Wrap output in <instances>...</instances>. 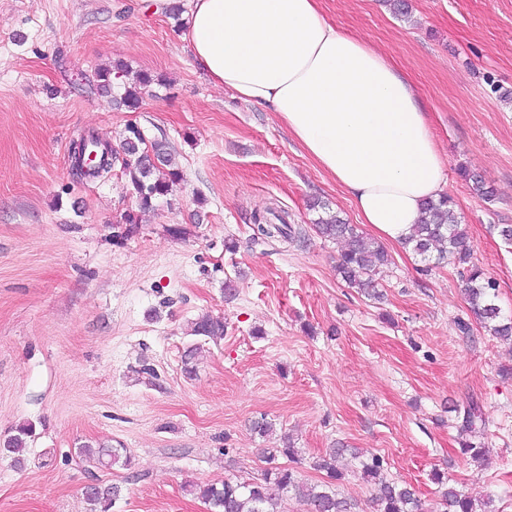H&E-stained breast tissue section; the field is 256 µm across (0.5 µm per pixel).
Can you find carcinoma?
I'll return each mask as SVG.
<instances>
[{"label":"carcinoma","mask_w":512,"mask_h":512,"mask_svg":"<svg viewBox=\"0 0 512 512\" xmlns=\"http://www.w3.org/2000/svg\"><path fill=\"white\" fill-rule=\"evenodd\" d=\"M128 75L129 67L121 61L100 68L96 72L97 89L112 97L116 105L135 111L140 107L143 93L156 83V79L148 73H139L133 81L127 82ZM120 147L118 156L124 174L129 177L131 194L139 210L153 208L157 199L172 194L183 181V171L167 141L155 139L147 143L141 130L130 125ZM309 207L321 213L314 224L315 231L327 240L344 243L336 260L337 275L359 293L374 299L379 297L375 275L391 262V255L381 244L363 236L354 225L331 212L324 202L315 199ZM254 226L256 240L279 238L296 242L306 234L302 226L286 223L281 214L271 209L265 215L255 214ZM405 246L424 263L426 272L449 260L464 265V294L470 312L491 335L501 341H512V319L501 315L496 282L471 263L467 232L458 222L453 201L447 194L423 202L420 219L412 226ZM191 332L205 341L220 339L224 337V319L202 315L192 323ZM202 349L203 345L195 342L184 350L182 363L186 375L195 373ZM31 433L30 427L19 428L17 434L7 439L3 450L15 455L16 462H21ZM345 451L343 445L337 444L329 449V453L317 458L313 467L322 476L312 483L301 477V454L285 436L281 438L280 446L264 449L265 467L260 475L247 479L228 477L219 485L187 484L184 490L201 499L208 512H286L285 505L292 499L303 503L307 512H359L357 501L341 495L338 490L344 474L337 469L336 459ZM78 454L95 468L132 467V458L124 448H94L87 444L78 449ZM361 474L376 488L375 512H422L416 489L406 482L387 477L382 459L373 457L361 462ZM437 483L444 486L440 491L442 512H489L490 501L476 500L440 478ZM121 493V486L100 481L84 488L91 512H109Z\"/></svg>","instance_id":"1"}]
</instances>
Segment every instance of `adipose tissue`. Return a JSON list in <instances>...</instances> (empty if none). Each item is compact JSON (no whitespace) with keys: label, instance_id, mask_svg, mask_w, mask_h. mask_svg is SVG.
Returning a JSON list of instances; mask_svg holds the SVG:
<instances>
[{"label":"adipose tissue","instance_id":"adipose-tissue-1","mask_svg":"<svg viewBox=\"0 0 512 512\" xmlns=\"http://www.w3.org/2000/svg\"><path fill=\"white\" fill-rule=\"evenodd\" d=\"M184 38L215 85L271 108L379 238L402 243L445 192L412 85L321 0H190Z\"/></svg>","mask_w":512,"mask_h":512}]
</instances>
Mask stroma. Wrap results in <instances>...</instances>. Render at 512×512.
Masks as SVG:
<instances>
[{"instance_id": "obj_1", "label": "stroma", "mask_w": 512, "mask_h": 512, "mask_svg": "<svg viewBox=\"0 0 512 512\" xmlns=\"http://www.w3.org/2000/svg\"><path fill=\"white\" fill-rule=\"evenodd\" d=\"M408 3L406 18L385 0L322 9L413 85L473 260L512 316V243L498 232L512 225V0ZM117 60L163 79L137 111L95 90ZM131 123L166 138L184 173L142 213L120 162L98 179L71 171L73 141L116 148ZM314 197L372 236L270 108L213 84L167 13L143 0H0V436L33 429L22 465L0 453V512H89L94 474L124 488L110 512H207L185 484L255 473L261 416L292 435L303 478L319 479L311 464L333 443L359 449L340 463V492L363 512L375 488L360 460L372 456L425 512L437 471L512 512V345L474 320L454 264L427 273L391 244L383 300L349 288L339 244L311 229ZM269 207L307 227L305 240L254 241L252 216ZM204 313L223 317L224 337L189 376L182 355ZM471 406L481 419L464 433ZM465 440L485 458L462 454ZM84 444L126 449L133 464L91 470Z\"/></svg>"}]
</instances>
